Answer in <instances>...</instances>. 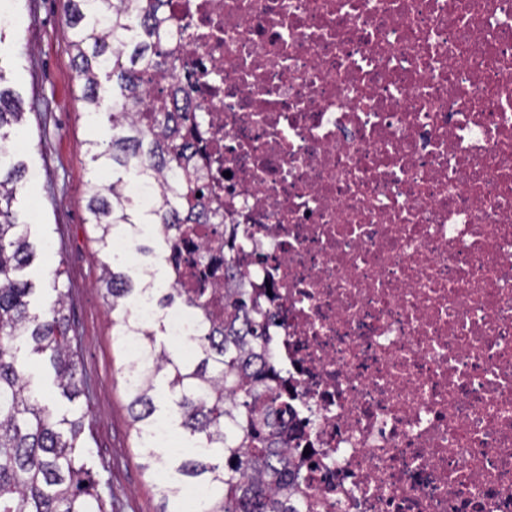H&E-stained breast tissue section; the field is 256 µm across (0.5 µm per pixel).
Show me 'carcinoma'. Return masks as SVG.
<instances>
[{
  "label": "carcinoma",
  "mask_w": 512,
  "mask_h": 512,
  "mask_svg": "<svg viewBox=\"0 0 512 512\" xmlns=\"http://www.w3.org/2000/svg\"><path fill=\"white\" fill-rule=\"evenodd\" d=\"M159 0H64L73 57L88 113L100 114V76L112 81V109L106 112L112 137L89 141L92 160L112 176L90 185L87 210L101 262L98 288L115 319L118 340L137 336L145 364L123 374L131 427L144 459L143 469H164L156 484L160 512H182V487L202 486V512H299L293 489L300 473L290 453L288 393L262 349L261 325L251 321L255 305L244 292L209 288L146 289L125 265L112 259V239L156 224L154 238L164 262L178 263L185 244L179 228L186 213L208 209L206 186L171 126L166 88L158 79L174 77L159 41ZM26 121L22 102L0 86V145L13 140ZM27 171L12 153H0V512H108V484L84 462L88 417L61 415L31 389L19 352L49 363L53 385L73 402L87 395L76 360V336L66 315V294L53 279L54 296L43 308L32 306L35 283L26 277L37 244L29 225L12 209ZM138 179L158 186L160 207L141 211L127 194ZM155 295L160 311L173 306L197 310L203 325L196 352L185 358L157 336L162 317L140 328L129 302L144 291ZM166 389L165 399L158 389ZM166 410L171 423L193 444L189 453L171 455L152 441Z\"/></svg>",
  "instance_id": "carcinoma-1"
}]
</instances>
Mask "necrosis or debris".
I'll return each instance as SVG.
<instances>
[{"instance_id":"necrosis-or-debris-1","label":"necrosis or debris","mask_w":512,"mask_h":512,"mask_svg":"<svg viewBox=\"0 0 512 512\" xmlns=\"http://www.w3.org/2000/svg\"><path fill=\"white\" fill-rule=\"evenodd\" d=\"M170 99L288 386L302 512H512V0H166ZM191 353L195 312L158 314Z\"/></svg>"}]
</instances>
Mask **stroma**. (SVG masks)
<instances>
[{"label": "stroma", "mask_w": 512, "mask_h": 512, "mask_svg": "<svg viewBox=\"0 0 512 512\" xmlns=\"http://www.w3.org/2000/svg\"><path fill=\"white\" fill-rule=\"evenodd\" d=\"M0 73L27 112L18 141L27 182L19 190L18 219L41 243L28 273L49 298L58 281L77 336L78 359L92 396L68 402L49 371L29 360L32 388L59 412L80 408L91 428L85 462L112 491V512H159L157 475L145 471L130 425L121 372L129 362L114 335L112 312L96 286L98 246L88 222V188L99 171L87 152L91 139L110 136L101 116H88L76 70L65 46L70 36L61 0H0Z\"/></svg>", "instance_id": "35a3bbf8"}]
</instances>
